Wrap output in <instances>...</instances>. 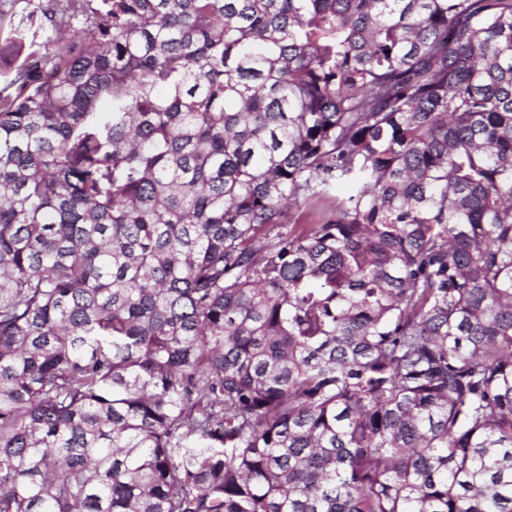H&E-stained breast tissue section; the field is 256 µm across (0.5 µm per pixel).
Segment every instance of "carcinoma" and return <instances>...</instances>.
Listing matches in <instances>:
<instances>
[{"label":"carcinoma","instance_id":"1","mask_svg":"<svg viewBox=\"0 0 512 512\" xmlns=\"http://www.w3.org/2000/svg\"><path fill=\"white\" fill-rule=\"evenodd\" d=\"M0 4V512H512V0Z\"/></svg>","mask_w":512,"mask_h":512}]
</instances>
